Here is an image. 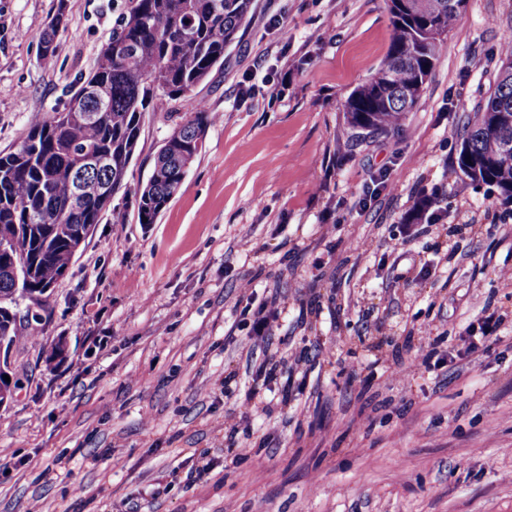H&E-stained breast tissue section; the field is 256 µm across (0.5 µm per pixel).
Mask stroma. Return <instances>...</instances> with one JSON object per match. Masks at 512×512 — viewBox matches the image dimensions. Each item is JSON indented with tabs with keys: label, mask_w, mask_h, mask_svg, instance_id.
Returning <instances> with one entry per match:
<instances>
[{
	"label": "stroma",
	"mask_w": 512,
	"mask_h": 512,
	"mask_svg": "<svg viewBox=\"0 0 512 512\" xmlns=\"http://www.w3.org/2000/svg\"><path fill=\"white\" fill-rule=\"evenodd\" d=\"M125 5L0 0V151L68 106ZM390 36L386 0H254L194 91L219 119L151 225L133 187L184 107L147 108L114 198L127 222L104 215L37 308L40 336L19 328L0 512H512V202L457 166L512 0H467L399 133L349 140L344 101ZM250 302L274 304L269 350L296 367L261 420L243 406ZM490 313L502 341L471 351ZM430 334L441 362L415 369Z\"/></svg>",
	"instance_id": "stroma-1"
}]
</instances>
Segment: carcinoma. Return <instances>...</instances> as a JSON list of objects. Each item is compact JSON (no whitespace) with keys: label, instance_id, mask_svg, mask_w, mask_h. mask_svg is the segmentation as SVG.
<instances>
[{"label":"carcinoma","instance_id":"obj_1","mask_svg":"<svg viewBox=\"0 0 512 512\" xmlns=\"http://www.w3.org/2000/svg\"><path fill=\"white\" fill-rule=\"evenodd\" d=\"M455 0H390L391 38L375 73L345 102L354 130L387 133L418 104L438 60L441 39L425 29L454 30ZM253 0H127L112 39L95 67L74 91L68 108L33 123L21 143L0 152V344L17 342L19 300L53 288L76 252L107 212L121 213L112 199L128 184L137 152L141 117L158 96L193 100L195 88L224 65V50L237 38ZM58 11L41 41L56 50L63 24ZM512 116V73L498 72L495 87L473 108L458 156L474 183L496 187L512 200V123L492 126L489 113ZM215 115L198 105L185 113L159 149L148 180L135 191L138 223L154 224L180 192L185 175L202 152ZM108 163L95 170L76 167L84 152Z\"/></svg>","mask_w":512,"mask_h":512}]
</instances>
